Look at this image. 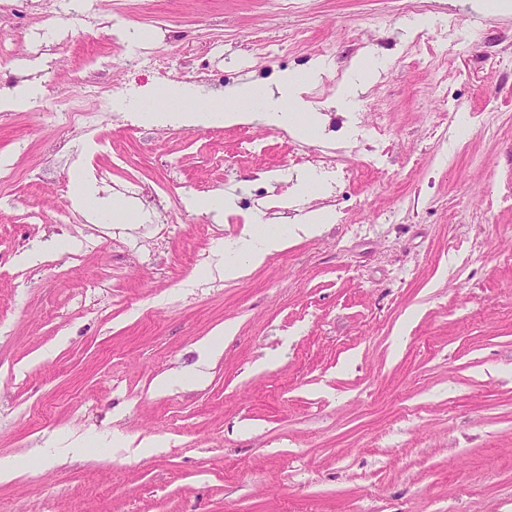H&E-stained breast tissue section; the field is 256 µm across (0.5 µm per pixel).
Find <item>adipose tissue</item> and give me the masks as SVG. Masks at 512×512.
Segmentation results:
<instances>
[{
	"label": "adipose tissue",
	"instance_id": "1",
	"mask_svg": "<svg viewBox=\"0 0 512 512\" xmlns=\"http://www.w3.org/2000/svg\"><path fill=\"white\" fill-rule=\"evenodd\" d=\"M317 75L314 68L291 72L272 88L245 82L209 98L190 90L184 83L173 82L138 93L139 117L155 126L234 125L257 120L289 127L308 137L322 129L323 116L319 107L305 102L300 93ZM72 179L77 205L98 216L123 209V200L101 196L82 168H74ZM335 221V213L327 209L308 213L303 223L276 229L253 219L252 223L243 225L236 238L225 241L224 259L217 270L228 280L242 278L262 265L269 255L287 249L292 240L319 236Z\"/></svg>",
	"mask_w": 512,
	"mask_h": 512
}]
</instances>
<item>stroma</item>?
<instances>
[{
	"label": "stroma",
	"instance_id": "stroma-1",
	"mask_svg": "<svg viewBox=\"0 0 512 512\" xmlns=\"http://www.w3.org/2000/svg\"><path fill=\"white\" fill-rule=\"evenodd\" d=\"M81 2L0 0V90L114 96L76 135L0 112V463L21 468L0 512H512V10L426 0L427 30L411 0ZM155 53L163 78L123 71ZM362 55L377 79L311 139L155 128L121 96L318 63L302 97L319 104ZM321 155L336 185L300 198ZM80 156L121 218L76 207ZM219 192L235 197L221 217L193 208ZM317 208L337 215L321 236L210 275L247 219ZM214 336L205 381L184 383Z\"/></svg>",
	"mask_w": 512,
	"mask_h": 512
}]
</instances>
